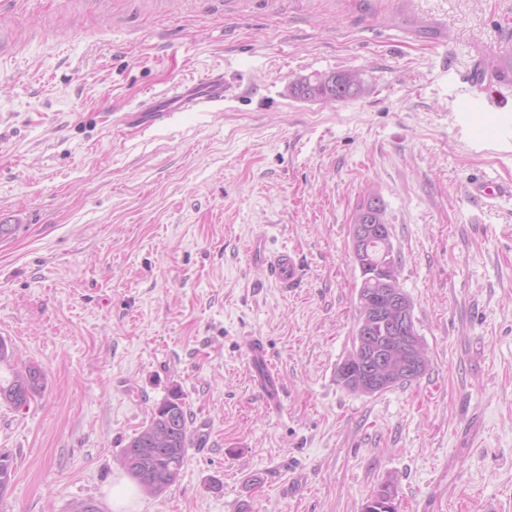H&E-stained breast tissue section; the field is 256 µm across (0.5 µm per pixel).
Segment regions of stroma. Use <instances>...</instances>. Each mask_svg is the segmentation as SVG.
<instances>
[{
  "label": "stroma",
  "instance_id": "obj_1",
  "mask_svg": "<svg viewBox=\"0 0 512 512\" xmlns=\"http://www.w3.org/2000/svg\"><path fill=\"white\" fill-rule=\"evenodd\" d=\"M0 338L45 388L0 407V512H113L121 453L171 394L190 447L134 512H512V183L463 76L512 54V0H0ZM214 69L218 112L132 133L105 121ZM357 69L336 106L289 81ZM376 193L430 366L374 396L336 380L360 272L352 216ZM295 250L285 293L247 247ZM266 344L284 408L240 341ZM242 346L253 370L254 389L268 410H278L282 406V382L278 372L267 359L263 342L258 337L250 336L243 339ZM396 490L391 482H382L373 497L363 506V512H397Z\"/></svg>",
  "mask_w": 512,
  "mask_h": 512
}]
</instances>
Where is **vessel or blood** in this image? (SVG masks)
I'll return each mask as SVG.
<instances>
[{"instance_id": "1", "label": "vessel or blood", "mask_w": 512, "mask_h": 512, "mask_svg": "<svg viewBox=\"0 0 512 512\" xmlns=\"http://www.w3.org/2000/svg\"><path fill=\"white\" fill-rule=\"evenodd\" d=\"M465 84L479 88L481 94L475 105L494 112H512V97L500 86L489 82L481 69H473L463 78ZM236 89L224 77L222 70H214L198 81H183L168 89L149 95L119 116L120 125L144 131L169 124L184 112H212L223 109L225 100ZM252 262L267 266L271 276L283 292H290L300 280V266L293 251L284 249L269 252L263 238H255L249 245ZM247 360L253 370L252 382L262 403L268 410L282 405V382L278 372L267 358L260 338L250 336L242 341Z\"/></svg>"}]
</instances>
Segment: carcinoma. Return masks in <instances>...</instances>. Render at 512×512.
Returning a JSON list of instances; mask_svg holds the SVG:
<instances>
[{
    "label": "carcinoma",
    "instance_id": "carcinoma-1",
    "mask_svg": "<svg viewBox=\"0 0 512 512\" xmlns=\"http://www.w3.org/2000/svg\"><path fill=\"white\" fill-rule=\"evenodd\" d=\"M487 69L494 80L502 83L512 82V62L492 59ZM288 94L294 98L317 101L326 104L342 103L359 97L365 91L363 74L358 70L336 72V83L329 84L325 75L315 73L298 77L288 83ZM385 254H393L391 231L382 237H371L367 241L365 255L355 264L360 271L361 284L358 291V320L362 325L363 317L371 315L373 328L368 336L356 329L353 346L347 359L354 358L357 351L370 360L384 355L397 364L400 362L403 343L393 339V324L382 313L387 306V285L383 271L377 270L378 259ZM0 406L20 409L29 405L44 388V375L35 365L22 369L15 367L14 350L3 338H0ZM427 368L418 373L404 375L399 380L382 388H372L364 382V376L357 369H349L341 363L336 371L337 381L351 392L364 395L383 393L390 387L402 386L417 380L425 374ZM189 442L188 418L185 404L180 395L174 393L153 410L148 424L127 442L122 450L123 465L127 473L145 491L160 494L176 483L186 462ZM12 458L10 454L0 453V498L7 492L12 482ZM396 490L391 482H382L373 497L363 506V512H397L395 505Z\"/></svg>",
    "mask_w": 512,
    "mask_h": 512
}]
</instances>
